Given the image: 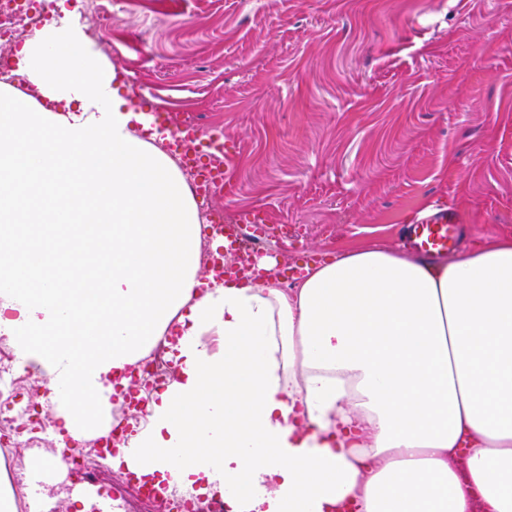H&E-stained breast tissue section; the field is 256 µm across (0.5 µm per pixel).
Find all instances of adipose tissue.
<instances>
[{
    "mask_svg": "<svg viewBox=\"0 0 512 512\" xmlns=\"http://www.w3.org/2000/svg\"><path fill=\"white\" fill-rule=\"evenodd\" d=\"M0 83V336L72 438L160 337L174 375L113 469L239 512H512V235L385 245L198 291L204 228L82 26L35 31ZM466 462L458 471L457 459Z\"/></svg>",
    "mask_w": 512,
    "mask_h": 512,
    "instance_id": "obj_1",
    "label": "adipose tissue"
}]
</instances>
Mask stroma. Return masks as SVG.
<instances>
[{
    "label": "stroma",
    "instance_id": "35a3bbf8",
    "mask_svg": "<svg viewBox=\"0 0 512 512\" xmlns=\"http://www.w3.org/2000/svg\"><path fill=\"white\" fill-rule=\"evenodd\" d=\"M120 95L199 118L229 173L199 213L260 210L238 252L292 268L443 204L458 245L512 231V0H102Z\"/></svg>",
    "mask_w": 512,
    "mask_h": 512
}]
</instances>
